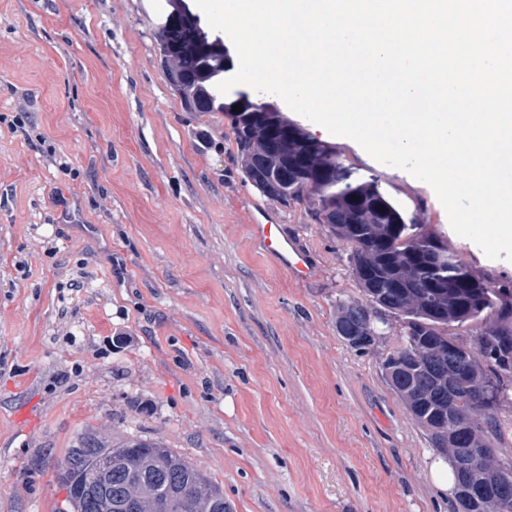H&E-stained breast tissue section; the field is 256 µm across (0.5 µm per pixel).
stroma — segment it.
<instances>
[{
    "label": "stroma",
    "instance_id": "1",
    "mask_svg": "<svg viewBox=\"0 0 512 512\" xmlns=\"http://www.w3.org/2000/svg\"><path fill=\"white\" fill-rule=\"evenodd\" d=\"M158 20L150 0H0V117L29 125L0 132V512H62L55 465L88 427L163 438L229 512H459L382 370L399 323L363 351L337 334L349 246L245 181L222 113L182 107ZM287 117L512 288L428 184ZM266 211L307 279L254 247Z\"/></svg>",
    "mask_w": 512,
    "mask_h": 512
}]
</instances>
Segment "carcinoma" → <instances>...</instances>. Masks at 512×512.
<instances>
[{
    "label": "carcinoma",
    "mask_w": 512,
    "mask_h": 512,
    "mask_svg": "<svg viewBox=\"0 0 512 512\" xmlns=\"http://www.w3.org/2000/svg\"><path fill=\"white\" fill-rule=\"evenodd\" d=\"M157 52L165 74L189 112H222L230 120L237 159L246 181L266 199L288 206L306 203L312 219L351 247V270L363 297L337 306L339 335L370 337L387 314L402 322L403 341L382 368L398 367L388 382L432 441L448 438L440 452L455 469L457 489L467 475L489 494L470 512H512V495L497 489L512 481V463L485 471L474 466L491 448L490 428L512 406V290L473 274L425 225L406 223L377 181L352 178L336 164V148L316 141L272 105L241 93L215 99L212 89L232 70L224 39L211 35L188 8L158 24ZM241 105V111L233 106ZM288 128L273 152L266 134ZM467 330L469 339L448 335ZM479 394L483 404L469 397ZM112 457V469L98 462ZM474 469H469V466ZM70 512H228L224 489L199 467L159 440L115 439L84 430L56 469Z\"/></svg>",
    "instance_id": "obj_1"
}]
</instances>
